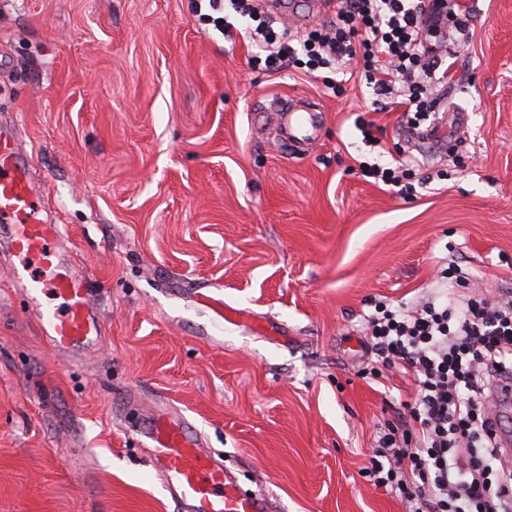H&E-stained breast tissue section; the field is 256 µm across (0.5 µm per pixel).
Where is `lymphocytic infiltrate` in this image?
<instances>
[{
  "mask_svg": "<svg viewBox=\"0 0 512 512\" xmlns=\"http://www.w3.org/2000/svg\"><path fill=\"white\" fill-rule=\"evenodd\" d=\"M208 5L220 34L245 20L241 36L263 53L266 70L302 56L315 69L351 65L414 129L437 107L436 86L448 83L449 37L467 27L452 0H338L335 20L296 43L254 0ZM370 337L383 364L411 372L417 386L374 451L375 485L394 491L406 512H512V452L493 401L494 382L512 378V294L466 299L460 313L434 300L386 309L373 316Z\"/></svg>",
  "mask_w": 512,
  "mask_h": 512,
  "instance_id": "f902f5d3",
  "label": "lymphocytic infiltrate"
}]
</instances>
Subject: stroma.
Listing matches in <instances>:
<instances>
[{
  "mask_svg": "<svg viewBox=\"0 0 512 512\" xmlns=\"http://www.w3.org/2000/svg\"><path fill=\"white\" fill-rule=\"evenodd\" d=\"M459 3L427 120L467 113L448 153L349 71L252 66L198 0H0V119L102 314L93 351H56L0 259V512H185L134 430L158 410L276 512H405L362 475L415 395L365 345L375 306L459 302L452 264L512 291V0ZM276 96L321 104L305 152L258 132ZM419 151L406 198L362 168Z\"/></svg>",
  "mask_w": 512,
  "mask_h": 512,
  "instance_id": "35a3bbf8",
  "label": "stroma"
}]
</instances>
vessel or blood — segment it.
<instances>
[{"mask_svg": "<svg viewBox=\"0 0 512 512\" xmlns=\"http://www.w3.org/2000/svg\"><path fill=\"white\" fill-rule=\"evenodd\" d=\"M269 111L283 145L299 148L315 140L322 110L316 103L298 109L290 99L272 98ZM467 116L450 113L434 127L432 137L450 142ZM33 162L11 129L0 130V244L11 253L42 261L45 276L14 274L13 281L31 301L44 336L65 354H79L98 339L100 319L88 299L86 281L60 256L59 225L41 215L40 193L33 178ZM58 299L56 307H43L42 296ZM142 434L161 468V478L179 499L190 502L192 512H269L265 498L237 491L224 472L203 451L192 425L160 412L150 415Z\"/></svg>", "mask_w": 512, "mask_h": 512, "instance_id": "b4317fda", "label": "vessel or blood"}]
</instances>
